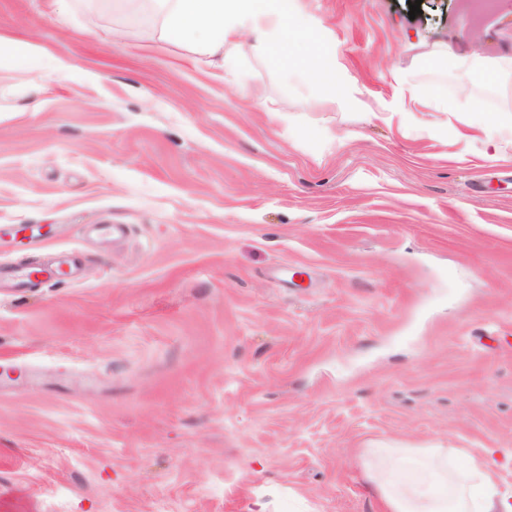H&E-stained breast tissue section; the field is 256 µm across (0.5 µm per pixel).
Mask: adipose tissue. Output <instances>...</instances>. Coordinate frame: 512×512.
<instances>
[{
  "instance_id": "1",
  "label": "adipose tissue",
  "mask_w": 512,
  "mask_h": 512,
  "mask_svg": "<svg viewBox=\"0 0 512 512\" xmlns=\"http://www.w3.org/2000/svg\"><path fill=\"white\" fill-rule=\"evenodd\" d=\"M133 11L146 12L159 38L184 42L199 60L236 68L245 50L288 43V0H123ZM445 448H371L366 453L367 480L383 512H512L492 478V456L448 466ZM419 470L420 482L404 476Z\"/></svg>"
}]
</instances>
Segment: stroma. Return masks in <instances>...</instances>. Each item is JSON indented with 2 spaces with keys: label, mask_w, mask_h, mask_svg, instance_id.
Here are the masks:
<instances>
[{
  "label": "stroma",
  "mask_w": 512,
  "mask_h": 512,
  "mask_svg": "<svg viewBox=\"0 0 512 512\" xmlns=\"http://www.w3.org/2000/svg\"><path fill=\"white\" fill-rule=\"evenodd\" d=\"M112 2L0 0V271L68 270L0 288V512H382L369 448L511 496L512 0H292L239 87Z\"/></svg>",
  "instance_id": "obj_1"
}]
</instances>
